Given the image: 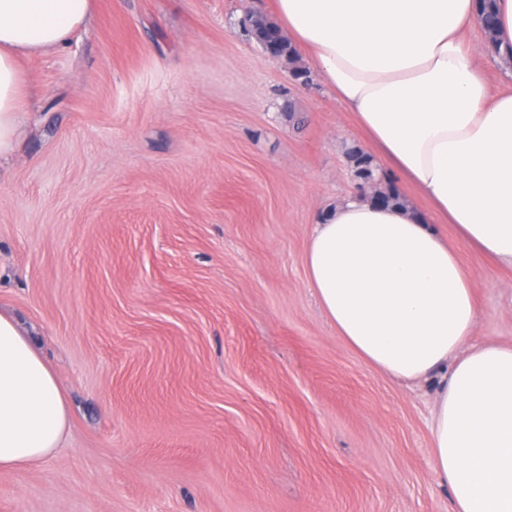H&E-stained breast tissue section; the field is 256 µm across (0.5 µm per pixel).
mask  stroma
<instances>
[{
  "instance_id": "35a3bbf8",
  "label": "stroma",
  "mask_w": 512,
  "mask_h": 512,
  "mask_svg": "<svg viewBox=\"0 0 512 512\" xmlns=\"http://www.w3.org/2000/svg\"><path fill=\"white\" fill-rule=\"evenodd\" d=\"M272 0H93L0 165V311L70 405L64 450L0 471V512H452L438 383L345 347L308 285L361 132L247 18ZM472 343L512 344V270L461 249Z\"/></svg>"
}]
</instances>
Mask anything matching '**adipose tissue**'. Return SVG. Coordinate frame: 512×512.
<instances>
[{"instance_id": "adipose-tissue-1", "label": "adipose tissue", "mask_w": 512, "mask_h": 512, "mask_svg": "<svg viewBox=\"0 0 512 512\" xmlns=\"http://www.w3.org/2000/svg\"><path fill=\"white\" fill-rule=\"evenodd\" d=\"M92 0H0V160L15 152L24 58L67 48ZM278 26L351 113L384 169L425 200L352 193L307 237L308 285L338 339L404 381L438 379L434 467L454 512H512V345L471 344L475 281L458 244L512 269V86L491 91L464 41L477 0H273ZM54 371L0 312V471L63 447Z\"/></svg>"}]
</instances>
